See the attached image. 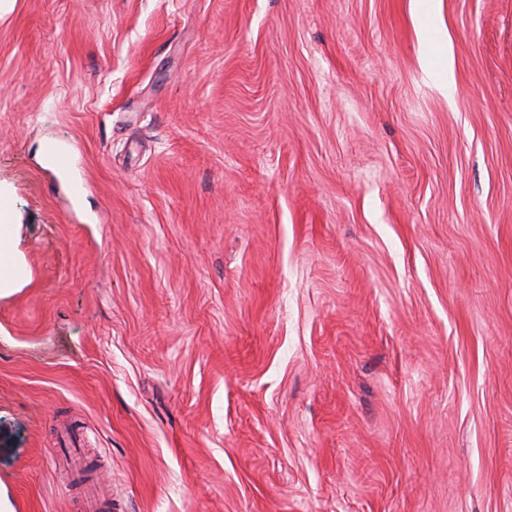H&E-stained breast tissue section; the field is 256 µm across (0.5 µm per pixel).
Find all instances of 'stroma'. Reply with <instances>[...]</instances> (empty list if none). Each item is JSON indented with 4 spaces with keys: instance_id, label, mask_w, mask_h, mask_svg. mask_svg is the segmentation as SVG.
<instances>
[{
    "instance_id": "1",
    "label": "stroma",
    "mask_w": 512,
    "mask_h": 512,
    "mask_svg": "<svg viewBox=\"0 0 512 512\" xmlns=\"http://www.w3.org/2000/svg\"><path fill=\"white\" fill-rule=\"evenodd\" d=\"M0 194L12 512H512V0H0ZM43 153L51 168L57 171L70 169L72 163V151L67 144L60 142H48L43 147ZM7 213V221L0 225V288H9L18 278L19 267L9 241L11 218Z\"/></svg>"
}]
</instances>
